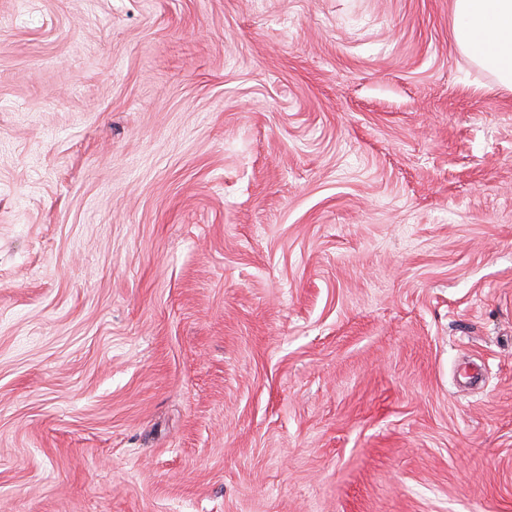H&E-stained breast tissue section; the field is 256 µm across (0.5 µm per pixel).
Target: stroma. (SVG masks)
<instances>
[{"label":"stroma","mask_w":512,"mask_h":512,"mask_svg":"<svg viewBox=\"0 0 512 512\" xmlns=\"http://www.w3.org/2000/svg\"><path fill=\"white\" fill-rule=\"evenodd\" d=\"M453 0H0V512H512V89Z\"/></svg>","instance_id":"1"}]
</instances>
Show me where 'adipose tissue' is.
<instances>
[{
    "instance_id": "adipose-tissue-1",
    "label": "adipose tissue",
    "mask_w": 512,
    "mask_h": 512,
    "mask_svg": "<svg viewBox=\"0 0 512 512\" xmlns=\"http://www.w3.org/2000/svg\"><path fill=\"white\" fill-rule=\"evenodd\" d=\"M453 33L461 53L512 88V0H454Z\"/></svg>"
}]
</instances>
